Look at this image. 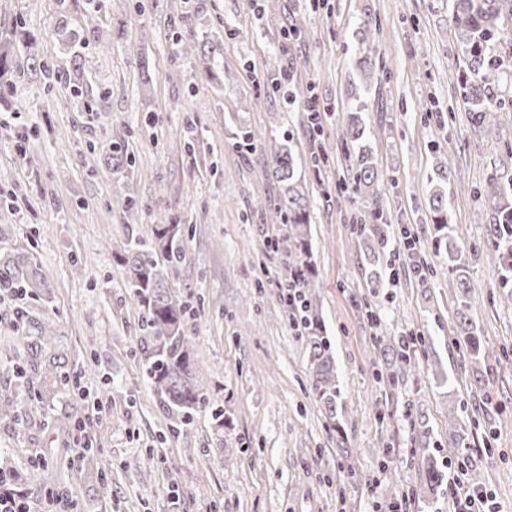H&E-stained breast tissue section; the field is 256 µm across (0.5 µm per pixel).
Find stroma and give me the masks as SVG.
<instances>
[{
    "label": "stroma",
    "instance_id": "obj_1",
    "mask_svg": "<svg viewBox=\"0 0 512 512\" xmlns=\"http://www.w3.org/2000/svg\"><path fill=\"white\" fill-rule=\"evenodd\" d=\"M82 56V96H72L69 56L44 41L57 0H0V27L23 19L53 82L16 80L0 104V245L26 249L49 275L46 313L75 356L76 388L35 405L26 428L0 426V468L24 472L29 497L55 512H390L418 478L406 408L430 436L445 480L459 453L448 438V407L464 403L481 429L467 459L484 477L497 512H512V368L458 354L449 341L448 275L421 282L401 229L436 263L428 205L437 168L453 174L448 219L471 266L473 318L488 343L512 346V303L500 294L499 259L483 249L492 169L512 173V112L474 125L458 76L463 44L448 0H104ZM371 35L361 40L358 27ZM301 37L283 46L284 26ZM219 42L214 79L201 48ZM380 60L364 99L378 197L342 191L349 173L343 130L355 104L351 61ZM316 93L328 160L313 165L305 104ZM106 97L104 109L88 103ZM252 134L242 146L238 129ZM122 139L133 175L106 159ZM288 143L318 200L313 212V288L342 389L339 431H327L311 395L304 343L287 321L279 258L264 250L278 227L260 216L269 147ZM136 208L118 207L124 196ZM185 226L175 292L194 306L191 327L201 373L217 388L224 432L210 411L175 427L145 383L134 353L139 310L112 253L143 237L159 203ZM382 204L394 260L385 285L371 287L348 230L351 214ZM380 320L372 326L367 310ZM428 336L426 353L392 397L376 382L375 336ZM456 376L454 391L440 387ZM102 400L97 470L80 485L54 479L36 454L63 447L40 425L45 409ZM395 453L383 459V446Z\"/></svg>",
    "mask_w": 512,
    "mask_h": 512
}]
</instances>
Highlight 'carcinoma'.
Listing matches in <instances>:
<instances>
[{
  "label": "carcinoma",
  "mask_w": 512,
  "mask_h": 512,
  "mask_svg": "<svg viewBox=\"0 0 512 512\" xmlns=\"http://www.w3.org/2000/svg\"><path fill=\"white\" fill-rule=\"evenodd\" d=\"M450 19L457 29L465 50L460 87L472 119L479 125L489 112H512V83L500 77L505 54L504 25L512 22V0H448ZM61 19L48 34L69 49L73 71H80L81 50L89 43L84 31L72 26L68 13L70 5L60 0ZM38 38L30 34L21 22L0 30V88L12 86L15 71L30 75L45 72L39 55L34 52ZM379 60L362 55L355 59L354 70L363 90L370 89L372 78L379 71ZM364 108L356 106L347 113L343 135L346 145L347 170L352 188L356 191L379 192L374 187L378 178L373 154L364 140L366 130ZM267 179L273 186L261 205V212L273 224H281L280 233L267 241V248L276 253L284 271L285 287L299 291V302L290 308L288 317L300 323L303 330L307 363L311 377V392L325 417L328 428H336L338 408L341 407V389L329 337L314 303L317 269L311 260L312 243L310 223L315 202L306 194L292 148L275 144L269 150ZM108 166L120 171L129 166L128 155L122 141L112 142ZM438 184L430 195L432 221L435 225L436 244L445 247L448 258V283L455 285L452 293V334L456 347L466 356L488 361H507V350L493 351L481 346L470 316L474 286L470 277V258L475 250H466L459 244L454 225L448 222V197L442 184L451 183L446 170L436 173ZM480 194L485 197L491 211L485 246L501 257L500 284H512V177L493 172L485 180ZM150 234L144 239H131L115 253V261L122 268L129 295L140 310L135 331L136 351L143 376L159 400L163 410L175 424H189L194 413L213 408L217 432L224 433V409L218 404L216 389L200 373L193 354V337L188 325L191 309L171 287L170 274L185 259L184 225L174 208H163L155 215ZM354 242L368 237L374 239L378 255L371 262L369 278L380 286L385 270L381 258L385 254L388 238L383 212L375 210L355 218ZM48 275L28 252L7 251L0 255V295L38 297L48 294ZM4 329L15 344L10 368L17 386L0 387V423L20 426L24 422L23 387L30 385V377L38 381L34 398L43 403L65 390L74 367L70 352L57 345L54 323L48 318L16 311L13 318L4 321ZM425 344L422 338L402 337L389 346L377 345L376 375L383 378V369L398 368L406 375L415 367L417 347ZM468 425L460 422L455 406L448 408V436L458 445L468 440ZM419 483L438 489L443 472L436 460L421 455L418 461Z\"/></svg>",
  "instance_id": "1"
}]
</instances>
